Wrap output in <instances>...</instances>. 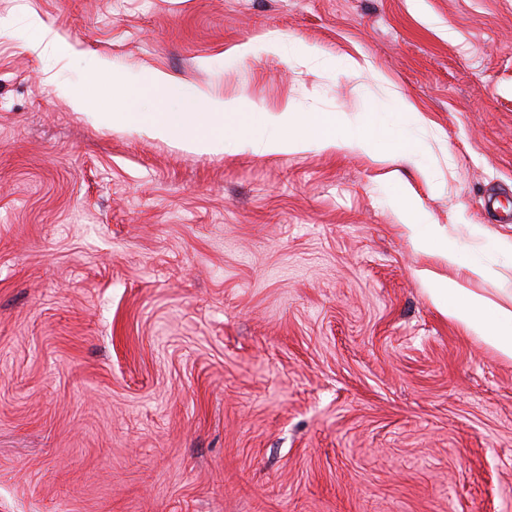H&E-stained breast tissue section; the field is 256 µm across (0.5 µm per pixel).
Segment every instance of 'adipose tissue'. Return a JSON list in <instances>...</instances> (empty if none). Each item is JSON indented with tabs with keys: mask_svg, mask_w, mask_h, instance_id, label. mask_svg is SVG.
Masks as SVG:
<instances>
[{
	"mask_svg": "<svg viewBox=\"0 0 512 512\" xmlns=\"http://www.w3.org/2000/svg\"><path fill=\"white\" fill-rule=\"evenodd\" d=\"M397 213L420 249H430L441 237L440 228L427 226V218L413 193H404ZM430 298L444 316L464 323L487 344L512 358V304L493 303L449 277L436 280Z\"/></svg>",
	"mask_w": 512,
	"mask_h": 512,
	"instance_id": "obj_1",
	"label": "adipose tissue"
}]
</instances>
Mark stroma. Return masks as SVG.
<instances>
[{"instance_id":"1","label":"stroma","mask_w":512,"mask_h":512,"mask_svg":"<svg viewBox=\"0 0 512 512\" xmlns=\"http://www.w3.org/2000/svg\"><path fill=\"white\" fill-rule=\"evenodd\" d=\"M0 18V512H512V360L435 308L431 274L455 271L395 207L410 184L460 263L491 269L464 287L512 292V223L486 205L512 209V0H0ZM154 69L180 85L138 111L201 112V92L236 103L230 131L258 107L372 112L409 157L198 154L54 92L108 106Z\"/></svg>"}]
</instances>
